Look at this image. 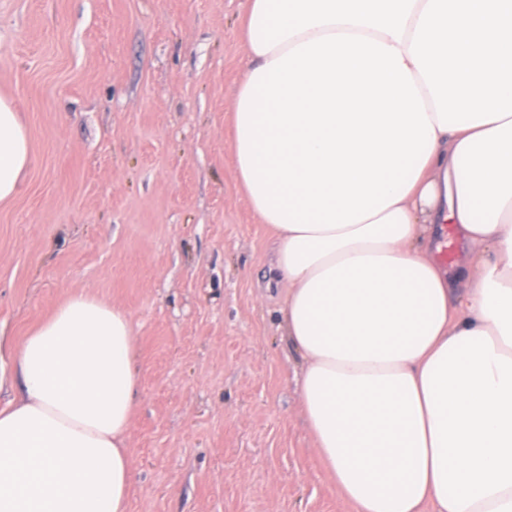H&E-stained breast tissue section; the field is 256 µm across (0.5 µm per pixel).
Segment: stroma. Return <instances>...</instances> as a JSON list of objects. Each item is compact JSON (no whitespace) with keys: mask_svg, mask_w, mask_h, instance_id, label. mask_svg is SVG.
Masks as SVG:
<instances>
[{"mask_svg":"<svg viewBox=\"0 0 512 512\" xmlns=\"http://www.w3.org/2000/svg\"><path fill=\"white\" fill-rule=\"evenodd\" d=\"M245 0H0V96L31 160L0 203V405L68 296L133 323L132 512H351L299 399L239 188Z\"/></svg>","mask_w":512,"mask_h":512,"instance_id":"35a3bbf8","label":"stroma"}]
</instances>
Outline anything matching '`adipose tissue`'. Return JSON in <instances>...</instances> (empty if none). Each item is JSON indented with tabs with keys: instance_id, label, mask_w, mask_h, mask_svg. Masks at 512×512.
I'll return each instance as SVG.
<instances>
[{
	"instance_id": "adipose-tissue-1",
	"label": "adipose tissue",
	"mask_w": 512,
	"mask_h": 512,
	"mask_svg": "<svg viewBox=\"0 0 512 512\" xmlns=\"http://www.w3.org/2000/svg\"><path fill=\"white\" fill-rule=\"evenodd\" d=\"M240 39L237 181L332 484L352 512H512V0H246ZM29 162L0 97L1 202ZM133 355L84 293L13 351L0 512H131Z\"/></svg>"
}]
</instances>
